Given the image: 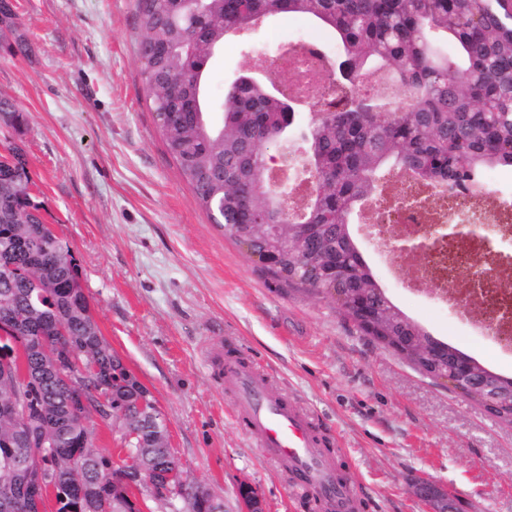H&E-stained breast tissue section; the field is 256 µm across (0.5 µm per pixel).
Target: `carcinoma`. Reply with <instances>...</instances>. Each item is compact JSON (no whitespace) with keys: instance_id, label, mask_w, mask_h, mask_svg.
<instances>
[{"instance_id":"carcinoma-1","label":"carcinoma","mask_w":512,"mask_h":512,"mask_svg":"<svg viewBox=\"0 0 512 512\" xmlns=\"http://www.w3.org/2000/svg\"><path fill=\"white\" fill-rule=\"evenodd\" d=\"M135 8L137 63L157 129L210 222L268 256L264 268L273 277L315 294L336 289L346 298L343 314L417 370H444L463 354L389 299L350 216L382 194L380 180L392 168L412 172L411 188H443L433 202L440 210L459 182L512 167V0H135ZM282 14L312 22L342 46L336 61L344 80L341 108L300 127L291 101L267 82L241 75L227 89L222 116H210L202 81L226 35ZM369 69L407 93L411 107L391 112L385 96L356 94L351 82ZM289 135L301 141V167H310L313 178L306 205L292 215L268 209L278 193L265 177L275 164L267 145ZM7 148L12 162L0 165V312L22 315L26 335L42 351L26 354L0 376V399L21 386V375L38 372L57 347L74 348L85 365L100 364L78 388L50 374L28 383L42 421L56 425L48 474L61 489L99 485L114 496L117 512H140L122 482L136 481L147 467L151 485L139 494L151 497L166 487L179 467L167 448L166 421L139 410L140 400L152 396L99 328H88L91 307L76 259L45 232L43 202L18 191L30 175L19 148ZM245 190L252 207L265 212L264 225L248 222L240 197ZM34 252L43 259L39 286L22 274ZM58 322L67 324L68 335L54 334ZM101 385L110 390L112 416L123 431L138 433L136 445L121 441L126 458L109 476L96 469L103 451L89 421L98 410L69 419L79 392L92 401ZM18 427L0 414V512H13L1 498L15 478L1 443L15 439ZM57 512H87L84 497L67 496Z\"/></svg>"}]
</instances>
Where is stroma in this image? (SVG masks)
Wrapping results in <instances>:
<instances>
[{"label":"stroma","mask_w":512,"mask_h":512,"mask_svg":"<svg viewBox=\"0 0 512 512\" xmlns=\"http://www.w3.org/2000/svg\"><path fill=\"white\" fill-rule=\"evenodd\" d=\"M11 2L0 98L26 122L0 124V141L22 148L102 335L164 413L187 477L224 512H238L244 485L266 512H315L235 421L205 362L206 343L219 337L339 437L336 465L356 481L363 512H427L411 488L419 476L448 488L465 512H512L511 426L361 333L331 300L271 276L195 205L146 99L135 0ZM301 26L281 17L226 42L210 66L211 95L260 70ZM20 35L26 51H11ZM361 249L411 319L512 376V362L496 363L468 325L431 309V290L407 291L413 272L393 280L382 246Z\"/></svg>","instance_id":"stroma-1"}]
</instances>
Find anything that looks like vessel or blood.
Masks as SVG:
<instances>
[{
	"label": "vessel or blood",
	"instance_id": "1",
	"mask_svg": "<svg viewBox=\"0 0 512 512\" xmlns=\"http://www.w3.org/2000/svg\"><path fill=\"white\" fill-rule=\"evenodd\" d=\"M206 358L222 369L224 387L236 400L246 434L277 469L287 471L294 487L320 497L327 512H361L354 479L337 469L319 421L300 402L276 393L258 365L210 346Z\"/></svg>",
	"mask_w": 512,
	"mask_h": 512
}]
</instances>
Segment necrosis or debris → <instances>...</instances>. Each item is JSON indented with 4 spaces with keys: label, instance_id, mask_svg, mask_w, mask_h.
I'll list each match as a JSON object with an SVG mask.
<instances>
[{
    "label": "necrosis or debris",
    "instance_id": "1",
    "mask_svg": "<svg viewBox=\"0 0 512 512\" xmlns=\"http://www.w3.org/2000/svg\"><path fill=\"white\" fill-rule=\"evenodd\" d=\"M285 63L290 66V98L318 111L338 91L332 57L310 40H298L287 58H273L269 65ZM456 194L465 200L464 206L448 211L447 222L456 235L437 236L425 212L409 206L375 210L367 230L400 243L426 245L416 283L433 287L444 306L461 309L494 347L512 340V290L501 287L512 278V197L502 195L491 173L481 183L464 182Z\"/></svg>",
    "mask_w": 512,
    "mask_h": 512
}]
</instances>
